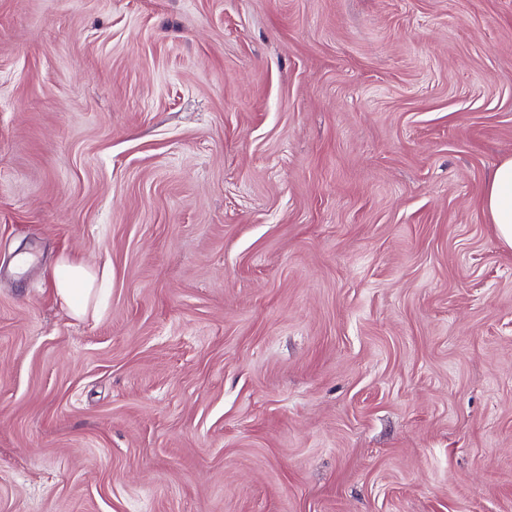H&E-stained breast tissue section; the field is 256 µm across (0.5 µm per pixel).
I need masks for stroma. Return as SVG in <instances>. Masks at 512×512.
Instances as JSON below:
<instances>
[{
    "label": "stroma",
    "mask_w": 512,
    "mask_h": 512,
    "mask_svg": "<svg viewBox=\"0 0 512 512\" xmlns=\"http://www.w3.org/2000/svg\"><path fill=\"white\" fill-rule=\"evenodd\" d=\"M511 156L512 0H0V512H512ZM481 207L494 224L501 243L512 248V157L493 169L481 200ZM98 269L82 259L64 254L51 271L52 294L74 319H83L96 296Z\"/></svg>",
    "instance_id": "1"
}]
</instances>
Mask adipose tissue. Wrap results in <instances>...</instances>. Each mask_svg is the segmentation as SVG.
<instances>
[{"instance_id": "ef3b65f1", "label": "adipose tissue", "mask_w": 512, "mask_h": 512, "mask_svg": "<svg viewBox=\"0 0 512 512\" xmlns=\"http://www.w3.org/2000/svg\"><path fill=\"white\" fill-rule=\"evenodd\" d=\"M481 207L501 243L512 248V157L500 161L493 169ZM97 279V269L65 254L51 272V291L68 316L81 319L87 315L96 296Z\"/></svg>"}]
</instances>
